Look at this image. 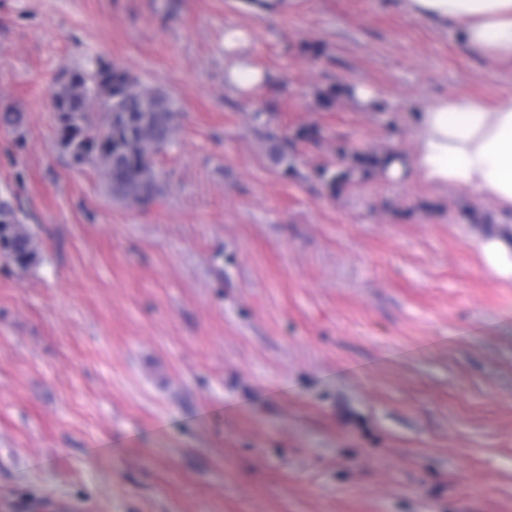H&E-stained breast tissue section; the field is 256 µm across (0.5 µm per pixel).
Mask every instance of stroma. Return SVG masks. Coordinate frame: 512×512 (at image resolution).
<instances>
[{"mask_svg":"<svg viewBox=\"0 0 512 512\" xmlns=\"http://www.w3.org/2000/svg\"><path fill=\"white\" fill-rule=\"evenodd\" d=\"M228 28L269 75L247 101ZM96 55L180 109L150 209L59 147L55 77ZM507 91L405 0H0V190L39 249L0 255V512H512V278L481 251L512 215L359 162ZM250 35L247 31L228 28L224 31V85L241 97H248L262 86L267 75L255 67L246 55Z\"/></svg>","mask_w":512,"mask_h":512,"instance_id":"1","label":"stroma"}]
</instances>
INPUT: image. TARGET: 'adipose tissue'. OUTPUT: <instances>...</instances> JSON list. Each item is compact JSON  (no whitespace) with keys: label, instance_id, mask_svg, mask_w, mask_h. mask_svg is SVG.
<instances>
[{"label":"adipose tissue","instance_id":"1","mask_svg":"<svg viewBox=\"0 0 512 512\" xmlns=\"http://www.w3.org/2000/svg\"><path fill=\"white\" fill-rule=\"evenodd\" d=\"M409 10L448 27H461L468 46L512 61V0H407ZM250 35L224 31V84L246 97L267 75L246 54ZM410 154L392 153L380 169L398 183L413 175L512 212V92L496 105L463 95L428 103L415 120Z\"/></svg>","mask_w":512,"mask_h":512}]
</instances>
